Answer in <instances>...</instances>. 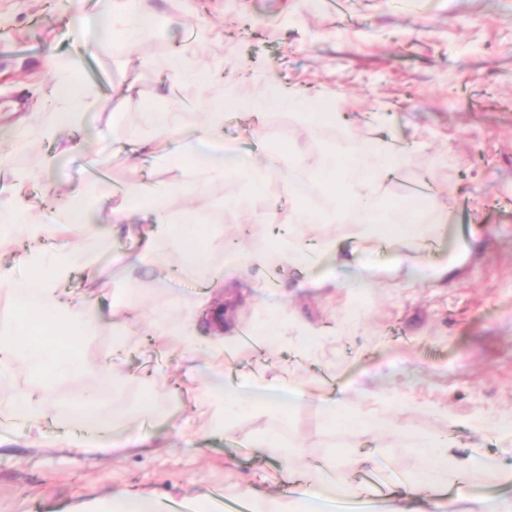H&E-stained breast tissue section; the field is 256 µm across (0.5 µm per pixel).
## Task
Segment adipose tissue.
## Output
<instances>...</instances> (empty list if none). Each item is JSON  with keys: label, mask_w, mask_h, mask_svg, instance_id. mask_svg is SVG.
Instances as JSON below:
<instances>
[{"label": "adipose tissue", "mask_w": 512, "mask_h": 512, "mask_svg": "<svg viewBox=\"0 0 512 512\" xmlns=\"http://www.w3.org/2000/svg\"><path fill=\"white\" fill-rule=\"evenodd\" d=\"M117 13L124 18L119 28L113 23V16ZM102 21L104 27L113 32V51L125 52L135 41L149 36L157 18L148 0H113L111 9L103 13ZM79 69L78 61L64 63L63 72L51 89V96L58 103L55 112L45 117L32 115L29 130L13 132L17 151L29 150L32 136L56 138L83 120L87 112L98 109V99L89 96L74 80ZM300 100V93L273 73L258 95L248 98L237 96L228 104L217 98L200 102L206 121L198 131V139L208 143L211 150L207 153L194 149L173 153L169 157L171 166L192 168L200 173L216 170L223 177L242 182L253 190L263 188L276 175L287 181L295 193L304 192L307 185L312 184L329 207L328 220L351 224L354 236L360 242H399L413 238L418 231V199L411 198L404 204L386 209L377 197L378 185L411 162L410 151L384 139L353 137L344 112H325L317 105L308 112L307 119L312 126L328 123L340 133L335 147L322 153L315 168H308L295 159L289 160L287 169L279 172L266 164L259 166L236 160L221 167L215 166L211 152L224 147L227 106H234L260 120L271 112L296 109ZM121 194L122 204L112 208L108 221L103 224L97 223L94 203L79 188L69 193L63 223L59 226L28 223V205L21 197L0 201L1 249L12 247L18 236L40 240L55 235L62 228L79 234L85 241L84 247L77 250L69 246L59 247L47 260L36 252L23 253L18 258L26 271L23 282L0 277V290L8 293L16 311L14 322L0 326L1 367L20 360L31 374L45 379L94 376L100 381L112 382L110 373L95 371L78 353L80 336L99 323L97 300L87 296L81 301H73L69 295L59 292L56 284L66 278L77 263L89 275H98V254L109 248L113 234L120 230L132 231L140 225L147 228L136 255L115 256L114 262L118 266L126 269L137 265L154 266L174 256L182 267L210 281L227 285L236 277L234 265H225L220 270L210 268L201 246L203 226L196 212L188 210L178 222L169 221L163 196L154 183L143 178L126 184ZM335 251L336 246L331 241L318 244L284 242L274 234L258 250L248 254L247 259L258 266H271L285 260L296 270L305 271L322 264ZM403 273L423 281H437L447 275L448 268L433 265L420 269L409 258L388 267L368 263L353 279L351 288L358 293L377 280L395 278ZM283 384V379L277 376L259 380L253 374L244 373L230 383L215 381L206 397L211 403L223 405L225 412L246 413L258 409L261 404L258 388L273 391ZM69 412L84 424L112 433L110 441L86 443V450L105 453L125 447L124 434L117 428L114 417L104 412L94 397L82 396L72 400ZM362 420L374 431L386 432L388 437L421 454L425 473L444 471L451 466L463 473L476 461L472 455L456 458L447 439L409 436L376 413L365 412ZM360 464V459L353 457L340 465L316 469L306 479L304 490L271 499L268 512H314L313 500L318 494L334 497L354 495L351 475Z\"/></svg>", "instance_id": "ef3b65f1"}]
</instances>
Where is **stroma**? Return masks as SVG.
Wrapping results in <instances>:
<instances>
[{"label":"stroma","mask_w":512,"mask_h":512,"mask_svg":"<svg viewBox=\"0 0 512 512\" xmlns=\"http://www.w3.org/2000/svg\"><path fill=\"white\" fill-rule=\"evenodd\" d=\"M160 24L129 52L116 53L98 41L95 22L107 0H86L82 25H73L68 0H0V127L25 123L33 112L52 109L50 89L60 64L71 57L93 59L104 81L85 88L105 110L56 140L39 141L19 154L10 138L0 139V164L29 175L35 206L28 218L45 222L68 191L88 185L86 154L109 151L113 140L135 135L147 142L139 161L151 181L171 183L169 209L185 207L210 214L205 238L211 265L223 267L229 243L238 252L255 249L270 233L263 219L275 209L287 220L292 209L282 182L254 195L241 184L204 176L193 180L157 164L161 139L140 127L138 116L160 105L171 83L187 101L185 126L205 116L191 101L223 91L225 80L243 94L263 88L268 71L312 96L323 91L355 118L362 137L392 139L413 149V163L380 189L385 205L404 202L409 183L429 180L435 203L423 211L418 237L366 247L350 241L342 224H316L304 238H340L347 265L336 283L318 292L299 290L301 274L288 264L260 267L243 263L224 295L236 310L228 334L252 331L281 308L285 328L272 351L242 348L238 372L275 374L290 366L305 393L298 407L270 404L226 420L223 411L201 406L213 378L210 348L215 316L201 299L202 278L177 264L137 267L120 279L111 253L92 278L74 268L61 287L73 298H97L101 325L82 336L81 357L118 376L107 408L119 415L128 447L89 453V434L70 421L65 400L99 383L56 378L49 386L22 364L0 368V512H102L122 491L170 499L232 498L233 485L246 479L257 497L289 493L281 481L279 457L258 452L261 437L275 435L293 449L297 467L312 470L355 456L365 468L378 459L407 476L420 465L401 443L379 447L356 421L373 406L410 435L449 437L457 455L478 454L483 463L467 474L437 473L438 488L450 489L443 512H472L477 475L497 485L498 466H512V436L487 438L473 432L474 416L512 415V0H417L400 8L395 0H347L343 12L308 9L306 0H150ZM126 127H112V112ZM333 125L312 127L294 111L268 114L262 123L231 115L224 140L241 155L259 159L273 146L315 161L335 145ZM56 157V170L42 161ZM246 198L245 207L233 205ZM407 255L421 266L444 264L437 282L406 278L384 281L360 297L347 284L363 264H388ZM135 290L139 301L125 317L112 314V293ZM194 301V345L159 335L157 311ZM313 328L319 342L303 345ZM334 371L355 384L352 420L331 425L319 399L328 390L320 380ZM30 392L47 407L38 423L12 419L10 398Z\"/></svg>","instance_id":"35a3bbf8"}]
</instances>
